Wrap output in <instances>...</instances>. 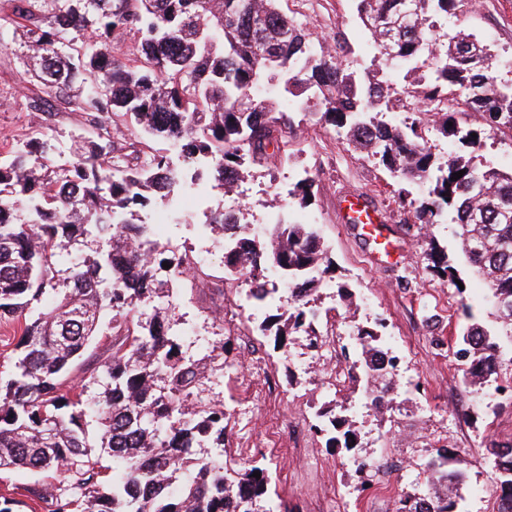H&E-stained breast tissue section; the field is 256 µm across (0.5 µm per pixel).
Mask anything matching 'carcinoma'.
<instances>
[{
	"instance_id": "carcinoma-1",
	"label": "carcinoma",
	"mask_w": 512,
	"mask_h": 512,
	"mask_svg": "<svg viewBox=\"0 0 512 512\" xmlns=\"http://www.w3.org/2000/svg\"><path fill=\"white\" fill-rule=\"evenodd\" d=\"M401 2L358 0L357 11L387 58L410 63L431 52L434 67L407 91L425 111L465 95V108L434 113V129L462 149L438 167L422 132L428 122L371 117L384 98L382 82L356 80L336 53L315 47L279 0H8L0 28L25 30L27 51L43 62L41 85L90 113L93 130L69 168L52 169L50 145L39 138L0 163V320L21 329L14 371L0 379V469L60 472L62 486L30 490L51 498L52 512H261L268 480L253 477L259 467H228L197 452L224 449V407L201 398L224 346L183 354L161 307L168 280L193 278L196 261L180 257L161 278L148 225L129 217L154 197L173 203L187 167L206 168L222 190L244 165L264 166L297 134L292 111L299 106L347 129L400 180H432L427 198L405 188L398 197L422 224L444 213L456 224L460 250L487 281L498 319L493 331L478 322L466 327L458 349L463 381L498 374L502 345H512V171L473 160L484 127L512 133V84L497 81L492 54L475 34L433 38L434 21L465 0H410L407 12ZM130 32L139 39L127 50ZM464 112L478 115L482 128L461 126ZM127 118L142 136L176 146L181 164L149 145L125 153L111 129ZM227 224L238 233L224 240V266L250 278L258 302L270 297L264 272L282 271L294 288L289 319L305 325L325 255L312 225L287 224L265 243L238 215L216 211L207 228ZM426 242L434 270L455 281L448 254L432 237ZM106 313L112 352L80 381L67 380ZM358 336L365 377L380 376L372 360L387 354L380 336L367 329ZM496 456L498 512H512V447ZM428 470L430 492L401 498L398 512H461L465 472L434 461Z\"/></svg>"
}]
</instances>
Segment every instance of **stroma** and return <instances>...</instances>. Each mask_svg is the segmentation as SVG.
I'll return each mask as SVG.
<instances>
[{
    "mask_svg": "<svg viewBox=\"0 0 512 512\" xmlns=\"http://www.w3.org/2000/svg\"><path fill=\"white\" fill-rule=\"evenodd\" d=\"M280 6L320 43L341 46L344 68L360 78L382 72L392 92H400L408 65L380 58L357 17L355 0H280ZM460 27L490 45L494 75L512 79V0H476L445 25L451 33ZM39 66L19 35H0V161L22 148L38 124L51 145L53 166L64 168L92 131L81 110L44 97L32 77ZM293 170L313 179L308 205L299 206L288 195L267 213L260 195L292 189L287 174ZM401 186L345 133L305 117L288 141L287 159L273 158L244 176L233 196L198 190L194 201L179 203V223L168 225L159 238L163 257L189 253L197 262L192 286L174 289L167 301L170 325L185 352L223 346L224 376L209 397L226 413L224 458L264 469L266 512H398L403 495L426 494L428 465L442 448L451 466L467 475L463 512H491L497 500L493 452L512 446V363L485 389L464 385L456 338L469 320L493 325V302L460 254L454 224L421 227L413 209L399 203ZM344 195L361 196L385 215L397 247L390 262L373 264L358 227L341 221L338 201ZM217 208L270 229L313 217L328 266L323 287L313 293L314 309L320 333L330 337V357L311 350L301 331L277 344L274 330H263L261 322L234 308L249 279L225 269L222 241L211 237L206 247L195 244L199 227ZM429 235L456 267L458 285L431 272ZM364 326L377 330L396 360L393 401L380 411L367 405L366 378L353 367L361 353L357 330ZM260 382L277 398L272 426L263 404L245 399L247 389ZM323 408L347 418L354 449L334 442V429L316 431L315 413ZM50 483L41 473L0 471V496L12 500L13 512H50L51 503L30 493Z\"/></svg>",
    "mask_w": 512,
    "mask_h": 512,
    "instance_id": "1",
    "label": "stroma"
}]
</instances>
